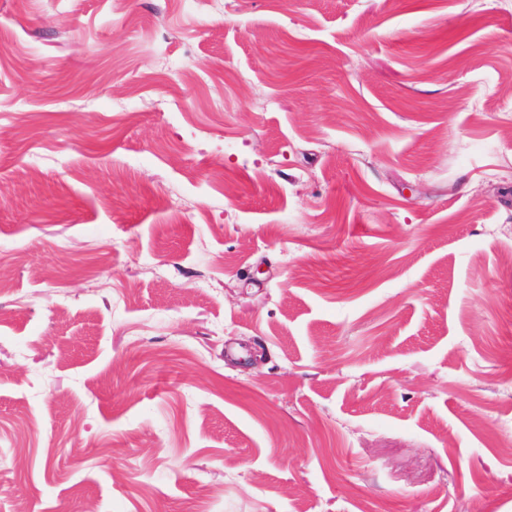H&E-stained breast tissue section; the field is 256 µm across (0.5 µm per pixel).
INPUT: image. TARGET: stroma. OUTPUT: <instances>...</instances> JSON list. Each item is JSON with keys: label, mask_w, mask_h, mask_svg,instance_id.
I'll return each mask as SVG.
<instances>
[{"label": "stroma", "mask_w": 512, "mask_h": 512, "mask_svg": "<svg viewBox=\"0 0 512 512\" xmlns=\"http://www.w3.org/2000/svg\"><path fill=\"white\" fill-rule=\"evenodd\" d=\"M512 0H0V512H512Z\"/></svg>", "instance_id": "obj_1"}]
</instances>
